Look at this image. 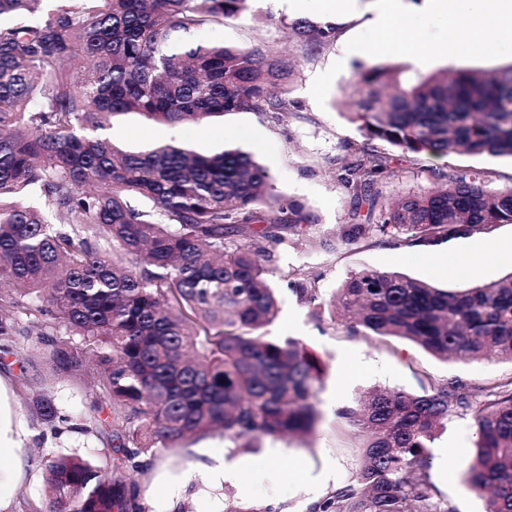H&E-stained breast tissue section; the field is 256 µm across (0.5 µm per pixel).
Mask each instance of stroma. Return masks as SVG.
<instances>
[{
	"label": "stroma",
	"mask_w": 512,
	"mask_h": 512,
	"mask_svg": "<svg viewBox=\"0 0 512 512\" xmlns=\"http://www.w3.org/2000/svg\"><path fill=\"white\" fill-rule=\"evenodd\" d=\"M375 3L358 0L359 15L342 29L335 43L321 49L306 46L291 34L288 25L295 13L257 2L239 18H218L196 31L200 41L241 48L263 44L295 61L297 69L288 87L293 107L280 119L260 112H231L205 124L176 127L148 122L135 113L113 119V142L130 150L175 142L207 154L235 148L253 153L273 174L277 193L302 203L314 218L306 229L308 245L282 244L271 251L268 267L277 288L279 312L265 332L273 338L301 341L316 359L323 388L318 395L320 420L315 432L302 441L265 437L252 450L234 447L217 434L189 441L184 448L152 449L144 457L145 467L129 474L149 512H223L230 502L268 506L273 512H310L315 502L349 482L358 465L360 440L339 429L338 408L375 388L419 393L433 380L490 387L512 377V362L506 360L444 361L410 341L351 330L348 323L328 313L313 319L309 306L288 287L292 281L314 283L321 301L326 302L344 279L366 266L400 272L451 291L512 274V224L441 244L443 254L482 260L476 272L453 276L440 272L418 248L370 240L335 249L323 247V240L335 236L344 223L350 205L336 180V160L344 155L341 143L364 141L339 103L362 66L394 65L406 76L420 77L444 69L484 71L512 64L510 39L501 41L494 56L478 55L462 46L452 53H440L427 65L403 49L384 51L382 35L366 24ZM371 47L375 55L365 57ZM36 342V336L24 333L13 354L0 357L9 408L26 431L19 450L23 467H15L8 459L0 461V512H39L43 507L47 487L37 457L76 451L103 464L109 461L110 437L52 433L30 406V394L47 390L64 410L81 419L89 415L93 401L87 383L49 380L34 371L22 374L20 366L32 355ZM475 440L472 415L457 416L449 420L431 450L430 480L453 512L485 509L484 500L462 477ZM215 450L225 462L251 470L249 491L227 480H214L216 462L211 453Z\"/></svg>",
	"instance_id": "obj_1"
}]
</instances>
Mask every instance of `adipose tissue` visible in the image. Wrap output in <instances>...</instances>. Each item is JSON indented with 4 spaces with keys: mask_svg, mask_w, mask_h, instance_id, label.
Here are the masks:
<instances>
[{
    "mask_svg": "<svg viewBox=\"0 0 512 512\" xmlns=\"http://www.w3.org/2000/svg\"><path fill=\"white\" fill-rule=\"evenodd\" d=\"M418 10L433 28L465 31L471 46L485 52L512 37V0H421Z\"/></svg>",
    "mask_w": 512,
    "mask_h": 512,
    "instance_id": "adipose-tissue-1",
    "label": "adipose tissue"
}]
</instances>
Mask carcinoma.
I'll list each match as a JSON object with an SVG mask.
<instances>
[{"label":"carcinoma","mask_w":512,"mask_h":512,"mask_svg":"<svg viewBox=\"0 0 512 512\" xmlns=\"http://www.w3.org/2000/svg\"><path fill=\"white\" fill-rule=\"evenodd\" d=\"M0 0V352L29 318L42 349L27 364L55 378L97 366L93 415L75 422L41 392L53 431L111 434L112 465L74 452L40 460L50 497L41 512H148L125 471L152 448L212 431L237 448L304 437L319 421L316 360L296 339L262 332L278 312L270 248L307 245L313 219L274 193L273 176L240 150L206 155L176 143L128 152L102 135L113 116L206 123L228 112L280 118L294 62L263 46L200 42L251 0ZM290 28L332 45L330 21ZM349 120L394 152L345 140L336 179L352 200L340 242L406 248L512 224V186L496 172L422 166L435 188L396 190L407 162L451 153L512 158V64L408 77L393 65L359 71ZM312 305L315 286L288 283ZM330 307L351 328L410 340L439 358L512 362V275L448 292L364 267ZM79 341H72V337ZM105 418H100L104 409ZM474 412L465 483L486 512H512V379L493 388L457 380L422 393L376 389L336 412L365 436L351 483L312 512H452L437 506L429 448L448 420Z\"/></svg>","instance_id":"obj_1"}]
</instances>
